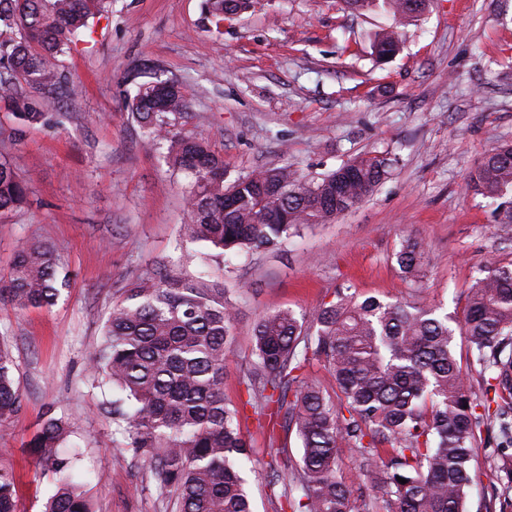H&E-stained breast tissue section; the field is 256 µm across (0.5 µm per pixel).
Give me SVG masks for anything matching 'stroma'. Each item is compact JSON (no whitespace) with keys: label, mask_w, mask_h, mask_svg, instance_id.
<instances>
[{"label":"stroma","mask_w":512,"mask_h":512,"mask_svg":"<svg viewBox=\"0 0 512 512\" xmlns=\"http://www.w3.org/2000/svg\"><path fill=\"white\" fill-rule=\"evenodd\" d=\"M205 0H112L90 42L62 58L77 96L43 97L61 124L25 128L0 149L30 191L28 207L0 218V276L20 241L53 243L69 276L48 310L0 304V336L16 364L22 406L0 426V470L12 473L20 512H41L51 491L23 446L47 410L76 424L72 442L93 512H171L145 486L139 464L89 381L110 309L159 264L224 285L236 307L224 362V397L239 404L252 327L291 310L312 320L340 288L356 300L407 301L458 324L486 266L512 262V228L495 221L499 199L472 196L465 178L496 143L512 141V0H432L404 25L389 62L375 34L390 20L343 0H253L214 26ZM192 97L178 131L206 137L224 158V181L286 164L323 174L357 157L391 153L388 178L335 220L280 246L209 259L183 234L182 174L148 140L128 103L152 75ZM424 253L421 283L395 254L404 238ZM468 512H512L495 497L512 480V447L479 441Z\"/></svg>","instance_id":"stroma-1"}]
</instances>
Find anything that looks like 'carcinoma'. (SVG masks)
Here are the masks:
<instances>
[{"instance_id":"cac0c4a2","label":"carcinoma","mask_w":512,"mask_h":512,"mask_svg":"<svg viewBox=\"0 0 512 512\" xmlns=\"http://www.w3.org/2000/svg\"><path fill=\"white\" fill-rule=\"evenodd\" d=\"M354 10L371 8L400 21L421 17L431 0H344ZM112 0H0V103L17 120L3 137L19 139L23 128L48 124L41 104L26 93L67 89L60 57L83 37L93 39L89 19L108 17ZM246 0H205L209 15ZM388 29L375 37L385 61L400 48ZM160 77L139 85L128 105L148 135L166 149L172 168L187 179L186 234L215 258L278 245L305 224H322L354 208L387 179L391 159L361 157L323 174L298 173L286 165L254 171L224 185V159L207 141L170 127L186 117L190 96L183 87L163 102L155 98ZM473 196L512 193V143H500L465 179ZM28 203L17 169L0 162V214ZM419 243L408 238L396 253L404 277L416 280ZM67 286L55 247L30 239L17 247L0 301L19 311L53 307ZM235 313L224 287L189 278L162 265L131 284L104 324L89 359L97 387L119 391L112 421L123 435V452L137 458L147 482L174 500L175 512H251L245 472L262 454L268 465L287 455L256 447L244 431L246 408L275 426L295 428L300 462L277 479L273 512H353V489L336 475V460L355 455L376 464L379 446L387 460L374 473L364 512H467L473 487V450L492 422L512 440V263L493 264L470 287L461 324L472 364L485 374L488 400L467 383L455 359L454 329L409 303L376 298L357 302L345 292L325 303L310 324L292 311L259 318L252 329L254 369L243 379L247 399L224 400V361L231 349ZM322 360L336 381L332 393L308 378L309 356ZM15 361L0 342V425L19 412ZM73 423L48 411L27 443L52 475L54 489L42 512H91L77 474L78 451L67 447ZM407 480L402 484L399 479ZM0 512H18L13 475L0 470Z\"/></svg>"}]
</instances>
